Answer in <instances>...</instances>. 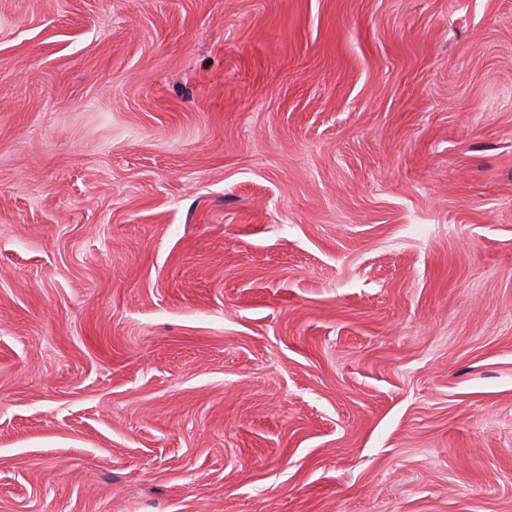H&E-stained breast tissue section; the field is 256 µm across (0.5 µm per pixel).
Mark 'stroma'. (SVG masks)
<instances>
[{
    "mask_svg": "<svg viewBox=\"0 0 512 512\" xmlns=\"http://www.w3.org/2000/svg\"><path fill=\"white\" fill-rule=\"evenodd\" d=\"M0 512H512V0H0Z\"/></svg>",
    "mask_w": 512,
    "mask_h": 512,
    "instance_id": "35a3bbf8",
    "label": "stroma"
}]
</instances>
